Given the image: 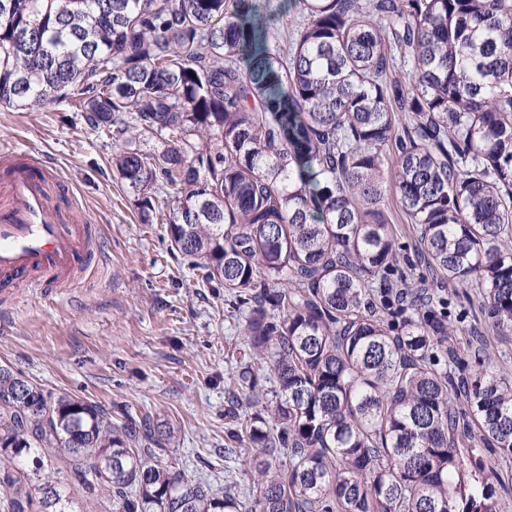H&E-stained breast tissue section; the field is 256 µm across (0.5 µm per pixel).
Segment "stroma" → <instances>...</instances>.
<instances>
[{"label":"stroma","instance_id":"1","mask_svg":"<svg viewBox=\"0 0 512 512\" xmlns=\"http://www.w3.org/2000/svg\"><path fill=\"white\" fill-rule=\"evenodd\" d=\"M0 143L40 152L73 180L110 257L100 279L0 306V363L44 391L96 402L113 422L125 410L150 415L171 430L169 465L252 488L224 414L238 366L254 355L218 289L189 276L165 225L143 223L112 169V142L55 103L0 107Z\"/></svg>","mask_w":512,"mask_h":512}]
</instances>
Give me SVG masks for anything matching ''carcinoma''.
I'll use <instances>...</instances> for the list:
<instances>
[{
    "mask_svg": "<svg viewBox=\"0 0 512 512\" xmlns=\"http://www.w3.org/2000/svg\"><path fill=\"white\" fill-rule=\"evenodd\" d=\"M0 0V106L68 99L143 223L224 289L260 366L227 435L251 499L157 428L0 366L6 512H496L512 461V0ZM303 15L282 48L272 30ZM411 64L393 75L395 56ZM160 147L147 151L143 142ZM413 224L400 242L386 207ZM471 291V361L448 344ZM270 391L261 410L253 406ZM491 344L494 365L505 370L511 369L512 375V335L491 339Z\"/></svg>",
    "mask_w": 512,
    "mask_h": 512,
    "instance_id": "cac0c4a2",
    "label": "carcinoma"
}]
</instances>
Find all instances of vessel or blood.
<instances>
[{"label":"vessel or blood","instance_id":"obj_1","mask_svg":"<svg viewBox=\"0 0 512 512\" xmlns=\"http://www.w3.org/2000/svg\"><path fill=\"white\" fill-rule=\"evenodd\" d=\"M96 224L42 154L0 149V301L101 277Z\"/></svg>","mask_w":512,"mask_h":512}]
</instances>
